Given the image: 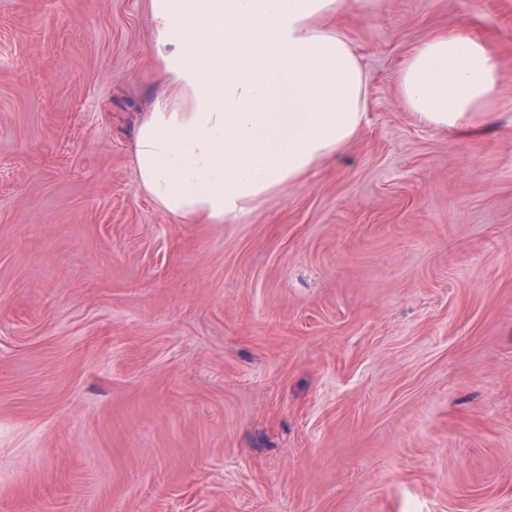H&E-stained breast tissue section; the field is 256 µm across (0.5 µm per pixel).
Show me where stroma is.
Listing matches in <instances>:
<instances>
[{
    "instance_id": "1",
    "label": "stroma",
    "mask_w": 512,
    "mask_h": 512,
    "mask_svg": "<svg viewBox=\"0 0 512 512\" xmlns=\"http://www.w3.org/2000/svg\"><path fill=\"white\" fill-rule=\"evenodd\" d=\"M333 22L365 126L183 224L127 150L147 0H0V512H512V0ZM442 30L497 57L479 135L395 83Z\"/></svg>"
}]
</instances>
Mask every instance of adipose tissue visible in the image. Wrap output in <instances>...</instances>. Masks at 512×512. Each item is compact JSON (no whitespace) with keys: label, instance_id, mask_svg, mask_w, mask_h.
Here are the masks:
<instances>
[{"label":"adipose tissue","instance_id":"obj_1","mask_svg":"<svg viewBox=\"0 0 512 512\" xmlns=\"http://www.w3.org/2000/svg\"><path fill=\"white\" fill-rule=\"evenodd\" d=\"M378 0H148L151 51L166 83L128 150L135 186L167 217L221 224L333 158L367 116L347 35L325 25ZM418 120L438 130L492 119L498 65L476 38L441 33L395 75Z\"/></svg>","mask_w":512,"mask_h":512}]
</instances>
